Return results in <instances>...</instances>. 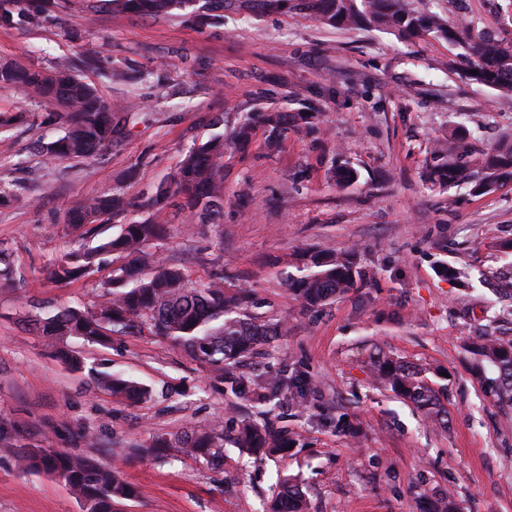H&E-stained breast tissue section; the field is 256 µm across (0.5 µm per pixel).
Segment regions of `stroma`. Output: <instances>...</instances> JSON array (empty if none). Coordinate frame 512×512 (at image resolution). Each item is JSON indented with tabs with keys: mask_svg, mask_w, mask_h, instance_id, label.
Returning a JSON list of instances; mask_svg holds the SVG:
<instances>
[{
	"mask_svg": "<svg viewBox=\"0 0 512 512\" xmlns=\"http://www.w3.org/2000/svg\"><path fill=\"white\" fill-rule=\"evenodd\" d=\"M465 10L474 30L512 28V0H466ZM61 15L59 24L0 28V63L48 68L91 44L141 77L111 81L92 69L83 77L106 100L139 108L125 113V135L99 156L60 159L45 151L60 131L43 124L44 105L26 87L0 88V253L11 271L0 280V427L16 444L121 470L138 491L122 512H266L286 476L302 485L309 512H425L438 498L461 512H512V412L491 393L493 371L473 370L478 337L512 342V300L479 281L512 265L498 249L512 241V181L477 196L427 179L436 139L463 136L471 157L512 143V95L465 82L460 50L444 39L331 27L292 8L264 11L259 0H233L204 25L141 15L116 23L104 0H65ZM269 108L316 112L320 122L275 153L256 129L224 158L222 215L190 228L171 207L168 236L154 251L191 286L224 273L253 294V314L287 320V335L239 373L300 375L313 388L305 408L234 397L144 324L104 345L67 338L85 366L72 371L32 320L54 306L97 308L119 258L101 254L92 273L52 282L51 268L67 253L116 232L105 224L98 237L82 238L67 211L116 192L145 200L192 144ZM343 160L359 172L345 187L330 177ZM304 247L359 249L376 272L373 286L303 311L281 258ZM440 261L464 279L439 277ZM376 345L445 373L447 429L372 382L365 361ZM97 371L140 381L151 394L120 400L97 384ZM328 413L345 415L357 436L321 426ZM246 417L284 427L290 451L259 459L228 444L219 467L125 455L154 436L217 421L230 436ZM0 512L82 506L57 478L20 472L15 456L0 451Z\"/></svg>",
	"mask_w": 512,
	"mask_h": 512,
	"instance_id": "stroma-1",
	"label": "stroma"
}]
</instances>
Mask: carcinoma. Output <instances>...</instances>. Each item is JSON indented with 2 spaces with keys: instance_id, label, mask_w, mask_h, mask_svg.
Here are the masks:
<instances>
[{
  "instance_id": "obj_1",
  "label": "carcinoma",
  "mask_w": 512,
  "mask_h": 512,
  "mask_svg": "<svg viewBox=\"0 0 512 512\" xmlns=\"http://www.w3.org/2000/svg\"><path fill=\"white\" fill-rule=\"evenodd\" d=\"M112 15L120 20L128 14L155 18L179 12L186 22H205L211 12L224 9V0H108ZM300 8L319 21L341 28H385L412 40L425 36L441 37L459 46L471 58L469 82L499 92L512 93V37L504 32L471 37L467 28L450 27L445 15L406 8L405 0H300ZM61 0H0V28L23 22L39 23L53 18ZM99 66L100 53L86 50L79 62L61 60L52 69L0 64V87L22 84L53 104L44 123L60 127L64 135L49 143L46 151L56 158H90L112 146L122 135L118 113L120 104L106 102L96 86L78 74V64ZM478 74H472V71ZM319 113H288L277 109L244 116L227 133H219L192 146L179 166L158 183L150 199L142 205L145 216L127 219L134 205L120 193L98 196L68 211L66 223L83 226L92 233L93 224H119L117 235L97 246L68 254L49 272L54 282L77 280L93 271L99 252H112L123 262L112 271L106 284L110 299L101 304L110 313L104 326L94 312L62 307L35 319L46 340L61 336H81L89 342L105 343V331L119 332L136 327L143 320L150 331L170 340L189 356L206 363L229 385L237 397L249 393L248 384L235 368L242 359L276 336L288 333V321L276 319L261 323L248 312L249 297L233 291L218 276L201 288L188 286L182 268L159 264L150 248L164 240L167 206L172 198L181 200L189 223L202 224L220 214L224 203V154L233 146H243L256 127L267 133V148L280 149L288 133H299L317 124ZM462 140L433 144L428 180L445 186L467 185L471 192L484 195L512 180V144L486 153L472 162L461 161ZM336 184L351 185L359 172L345 162L334 170ZM296 268L288 277V290L306 310L327 306L351 291L371 285L375 272L363 265L355 251L305 250L287 261ZM481 361L496 372L492 392L501 404L512 406V343L505 344L484 336L475 345ZM371 379L395 396L412 403L432 424L448 427V411L441 403L443 389L435 387L427 369L408 362L381 348L369 355ZM97 380L113 396L129 401L147 398L151 390L143 383L96 373ZM265 399L282 394L302 401L309 385L303 378H270L265 381ZM224 426L214 422L193 428L177 438L158 436L138 453H163L171 448L192 457L210 461L223 459ZM234 447L254 456L284 453L292 447L288 435L269 422L242 421L229 439ZM0 447L17 455L24 472L46 470L63 478L70 491L83 502L85 512H115V506L136 496V489L121 472L106 468L81 456L53 451L48 455L37 448L17 449L12 435L0 429ZM269 512H308L300 485L287 479L270 504Z\"/></svg>"
}]
</instances>
